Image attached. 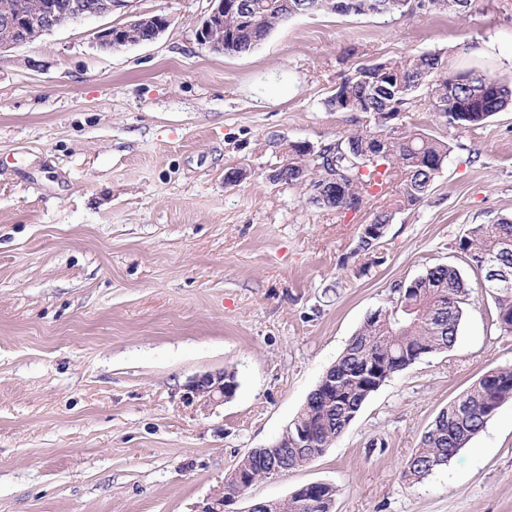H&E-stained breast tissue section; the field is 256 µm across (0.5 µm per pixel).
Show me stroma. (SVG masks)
Here are the masks:
<instances>
[{"mask_svg":"<svg viewBox=\"0 0 512 512\" xmlns=\"http://www.w3.org/2000/svg\"><path fill=\"white\" fill-rule=\"evenodd\" d=\"M209 0H131L156 40L100 50L121 13L0 53V512H194L240 458L272 446L394 285L459 265L470 225L512 217V111L440 128L429 197L396 215L367 266L374 211L274 182L288 145L356 130L324 99L368 60L440 50L449 70L512 77V0L471 15L310 14L253 50L196 39ZM242 169L241 182L226 173ZM474 285L455 345L387 380L305 466L229 505L324 482L333 512H512V402L422 482L402 465L438 413L512 365V334ZM233 369L207 411L187 382Z\"/></svg>","mask_w":512,"mask_h":512,"instance_id":"1","label":"stroma"}]
</instances>
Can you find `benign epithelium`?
Listing matches in <instances>:
<instances>
[{
    "instance_id": "benign-epithelium-1",
    "label": "benign epithelium",
    "mask_w": 512,
    "mask_h": 512,
    "mask_svg": "<svg viewBox=\"0 0 512 512\" xmlns=\"http://www.w3.org/2000/svg\"><path fill=\"white\" fill-rule=\"evenodd\" d=\"M128 0H72L66 5H57L51 0H34L24 15L4 13L0 15V28L12 34V38L0 42V52L31 42L30 31L35 35H46L70 23L110 15L127 7ZM210 8L201 20L196 36L200 44L216 51L224 43L214 40L211 32L224 21V12L234 10L237 0H209ZM168 26V19L161 14L134 15L132 19L118 27H108L98 34V44L105 50L120 49L130 45L151 42L159 37ZM186 400L198 402L205 407L224 404L235 390V383L224 380V372L205 373L193 377L186 385ZM250 488L242 483L236 496H224V490L217 489L197 512H226V507L236 501V497Z\"/></svg>"
}]
</instances>
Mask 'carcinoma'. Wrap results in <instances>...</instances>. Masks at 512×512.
Segmentation results:
<instances>
[{
    "instance_id": "carcinoma-1",
    "label": "carcinoma",
    "mask_w": 512,
    "mask_h": 512,
    "mask_svg": "<svg viewBox=\"0 0 512 512\" xmlns=\"http://www.w3.org/2000/svg\"><path fill=\"white\" fill-rule=\"evenodd\" d=\"M474 0H421L428 12L452 11L466 17ZM404 0H240V10L224 13V53L255 48L279 23L318 12L338 15H385L404 12ZM397 75L357 74L345 85L362 126L334 143L311 151L288 144L285 162L272 179L309 187L308 203L318 209L356 212L370 200L385 199L371 224L361 225L356 253L371 254L388 225L403 210L427 199L450 153L444 137L406 120L422 101L444 127H479L498 112L512 108V80L485 78L448 70L444 53L423 51L380 61ZM494 91L484 94V82ZM463 263L482 279L493 297L496 323L512 333V217L472 224L456 242ZM396 297L366 316L362 326L318 383L285 433L279 448H253L224 482V493L238 480L266 479L267 463L277 459L290 468L304 466L310 455L323 454L349 426L364 402L382 384L421 357L446 352L456 342L471 287L460 269L438 264L408 284ZM512 400V367L490 369L458 399L442 409L421 446L404 463L405 478L420 482L446 466ZM315 431L312 447H297L303 430ZM337 489L331 484L302 486L284 501H263L261 512H332Z\"/></svg>"
}]
</instances>
